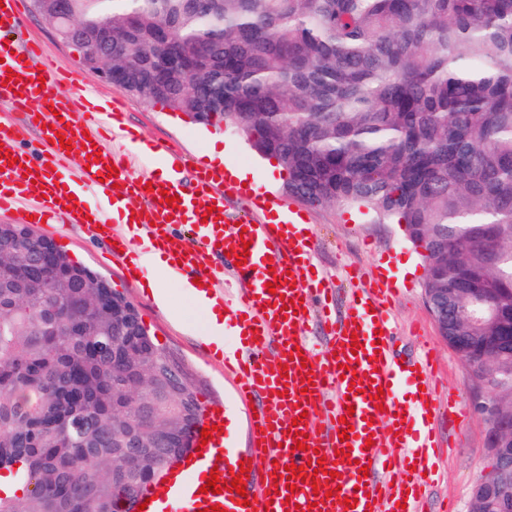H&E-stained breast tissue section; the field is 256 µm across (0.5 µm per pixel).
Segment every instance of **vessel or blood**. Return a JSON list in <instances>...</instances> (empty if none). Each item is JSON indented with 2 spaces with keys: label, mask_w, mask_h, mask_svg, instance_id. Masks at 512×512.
<instances>
[{
  "label": "vessel or blood",
  "mask_w": 512,
  "mask_h": 512,
  "mask_svg": "<svg viewBox=\"0 0 512 512\" xmlns=\"http://www.w3.org/2000/svg\"><path fill=\"white\" fill-rule=\"evenodd\" d=\"M21 24L19 0H0V213L32 218L34 223L78 224L103 241L116 242L112 257L126 277L141 280L144 269L130 262L131 240L111 226L106 206L121 208L140 200L134 211L139 235L149 249L166 255L179 274L193 273L208 296L231 308L235 342L212 353L232 376L240 401L255 399L246 423L252 445L230 447L219 427L223 409L205 407L201 427L210 431L199 456L183 458L167 480L140 493L144 512H432L425 494L427 460L436 447L431 420L441 408L460 412L456 397L440 406L429 376L432 355L397 362L385 300L390 281L373 278L353 289L343 311L322 305L326 290L310 260L315 245L307 215L266 191L228 180L215 169L193 171L190 182L175 177H133L136 141L114 106L92 105L33 43L14 39ZM41 129L33 154L18 145L17 126ZM70 140V148L54 141ZM116 177H109V167ZM242 214L229 219V203ZM215 218L203 221L206 211ZM197 225V246L177 232ZM223 255L232 281L249 282L245 291L222 294L214 255ZM245 264H237V255ZM317 321L320 342L304 333ZM312 379L304 387L303 379ZM415 385V402L399 399L403 385ZM348 441H340L341 431ZM349 456H342V446ZM324 459V473L314 461ZM301 466L300 474L288 464ZM217 472L221 493L205 491V477ZM246 472L245 494L231 481Z\"/></svg>",
  "instance_id": "obj_1"
}]
</instances>
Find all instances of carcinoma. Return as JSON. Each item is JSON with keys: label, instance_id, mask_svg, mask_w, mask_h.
Returning a JSON list of instances; mask_svg holds the SVG:
<instances>
[{"label": "carcinoma", "instance_id": "cac0c4a2", "mask_svg": "<svg viewBox=\"0 0 512 512\" xmlns=\"http://www.w3.org/2000/svg\"><path fill=\"white\" fill-rule=\"evenodd\" d=\"M128 91L222 123L311 206L363 207L444 244L438 288L512 289V0H74ZM0 242V512H116L176 462L195 392L151 336L112 324L103 277L37 288ZM140 448H125L129 437Z\"/></svg>", "mask_w": 512, "mask_h": 512}]
</instances>
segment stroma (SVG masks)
<instances>
[{
  "instance_id": "35a3bbf8",
  "label": "stroma",
  "mask_w": 512,
  "mask_h": 512,
  "mask_svg": "<svg viewBox=\"0 0 512 512\" xmlns=\"http://www.w3.org/2000/svg\"><path fill=\"white\" fill-rule=\"evenodd\" d=\"M21 35L39 43L58 65L71 72L92 95L117 99L129 126L146 144L168 146L180 157L183 168L191 170L208 162L213 139H220L234 163L265 173L267 161L247 139L225 126H205L182 112L150 105L123 87L110 84L88 71L74 46L62 40L54 25L39 14L33 0H21ZM310 226L317 240L311 261L323 276L329 293V307L343 306L350 292L351 273L373 275L386 270L399 287L391 300L395 327L392 349L404 360L415 357L421 341L437 351L434 377L440 394L455 393L467 412L464 422L444 414L435 422L438 446L429 458L432 476L427 492L432 502L448 499L455 512H470L474 485L491 467L493 451L486 444V425L477 403L497 399L493 387L481 384L463 361L441 339L426 305L425 262L422 252L404 234L403 225L380 223L356 209L307 207ZM36 233L51 238L57 248L73 261L103 276L138 309L153 336L185 370L201 402L219 406L237 418L229 439L235 447L248 443L245 408L237 401L230 377L222 364L213 362L201 344L205 326L203 311L177 288L176 277L158 274L157 280L170 299V312L159 309L150 289L130 283L120 263L114 262L106 246L87 235L77 224H38Z\"/></svg>"
}]
</instances>
